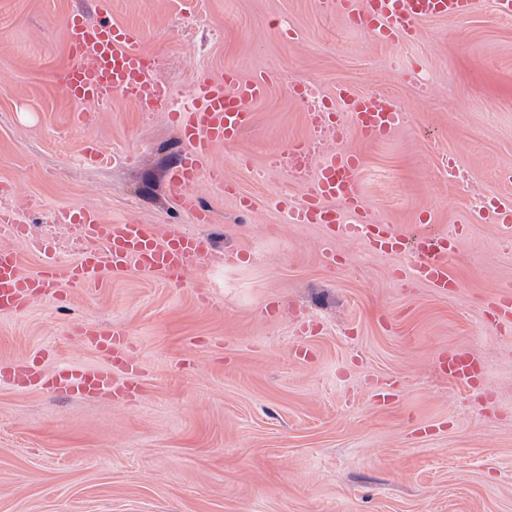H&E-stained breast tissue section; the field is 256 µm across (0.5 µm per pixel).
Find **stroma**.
Masks as SVG:
<instances>
[{
  "instance_id": "obj_1",
  "label": "stroma",
  "mask_w": 512,
  "mask_h": 512,
  "mask_svg": "<svg viewBox=\"0 0 512 512\" xmlns=\"http://www.w3.org/2000/svg\"><path fill=\"white\" fill-rule=\"evenodd\" d=\"M93 9L0 0V200L63 267L85 248L77 225L53 223L64 208L212 246L179 285L135 271L0 313V361L100 364L69 333L86 324L124 329L146 371L130 405L0 383V512H512V327L497 332L484 305L512 287V229L471 212L478 196L512 203V22L482 0L385 47L317 0H112L176 104L201 72L272 79L254 127L213 151L223 181L189 188L212 215L201 224L166 191L184 149L169 113L116 96L82 124L56 83L66 21ZM303 80L386 92L409 121L375 143L317 140L292 93ZM295 141L359 153L382 223L456 236L457 288L409 280L410 256L288 223L276 202L302 193L281 168ZM91 142L101 165L82 160ZM452 156L466 181L449 177ZM451 346L483 361L473 387L439 371Z\"/></svg>"
}]
</instances>
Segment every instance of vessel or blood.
<instances>
[{"mask_svg": "<svg viewBox=\"0 0 512 512\" xmlns=\"http://www.w3.org/2000/svg\"><path fill=\"white\" fill-rule=\"evenodd\" d=\"M479 0H333L332 6L353 27L364 30L376 42L393 45L412 41L419 24L428 19L454 21L471 15ZM112 0H95L98 20L80 12L66 23V63L55 79L74 101L103 104L120 94L129 98L141 112L166 109L160 94L158 74L151 56L139 48L135 30L112 23ZM270 80L256 74L240 77L228 69L215 77L197 74L190 91V105L173 113L179 135L186 147L178 166L168 174L169 197L199 222L208 216L188 188L202 175L218 178L210 163L214 148L231 145L251 128L253 103L268 93ZM407 120L390 96L365 94L350 85L337 84L325 111L311 115L313 126L329 128L336 139L356 132L368 140H381ZM288 169L307 173L308 181L300 198L281 197L280 211L292 224H322L342 238L365 239L383 253L404 252L414 242L411 265L413 277L429 287L447 291L453 285L448 275V257L456 249L455 238L426 233L410 237L395 225L378 223L370 214L361 186V159L339 151L312 164L305 142L289 146ZM475 222L512 223V206L493 202ZM59 224H76L89 246L69 266L52 259V246H45L37 273L21 270L16 253L0 249V313L23 310L30 300L47 294L62 298L64 292H80L100 287L106 280H119L131 270L161 275L172 284L181 283L196 258L209 243L202 236L184 233L180 226H169L158 234L154 225L128 220L121 224L105 221L98 213L82 209L60 210ZM77 336L105 356L94 366H68L45 372L38 361L1 364L0 379L20 387L38 385L55 392L87 399L128 397L144 371L128 358L131 340L121 329L80 326ZM444 370L454 384H470L481 371V364L470 354L449 352Z\"/></svg>", "mask_w": 512, "mask_h": 512, "instance_id": "vessel-or-blood-1", "label": "vessel or blood"}]
</instances>
